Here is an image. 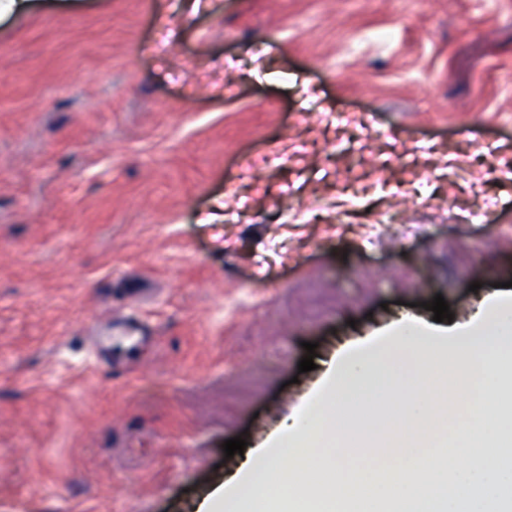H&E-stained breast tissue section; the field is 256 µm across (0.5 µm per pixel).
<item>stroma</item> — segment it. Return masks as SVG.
<instances>
[{
	"label": "stroma",
	"mask_w": 512,
	"mask_h": 512,
	"mask_svg": "<svg viewBox=\"0 0 512 512\" xmlns=\"http://www.w3.org/2000/svg\"><path fill=\"white\" fill-rule=\"evenodd\" d=\"M32 2L0 19V512H186L344 349L512 281V0ZM126 315L149 343H93Z\"/></svg>",
	"instance_id": "1"
}]
</instances>
